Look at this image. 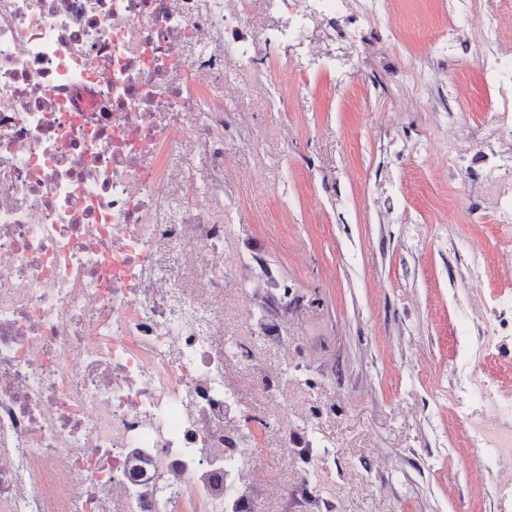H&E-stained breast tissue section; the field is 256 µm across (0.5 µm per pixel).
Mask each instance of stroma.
<instances>
[{
  "mask_svg": "<svg viewBox=\"0 0 512 512\" xmlns=\"http://www.w3.org/2000/svg\"><path fill=\"white\" fill-rule=\"evenodd\" d=\"M389 2L344 76L289 68L283 112L241 98L251 160L224 136V337L249 343L279 388L248 409L275 465L259 512H282L279 483L298 470L307 512H496L448 382L466 361L512 392V350L469 345L512 295V224L487 181L507 147L463 42L446 55L420 36L445 28L453 0ZM405 54L436 68L406 71ZM451 108L486 141L457 158L465 185L448 165ZM253 255L288 288L287 346L250 340L258 307L236 275ZM477 256L489 274L473 285Z\"/></svg>",
  "mask_w": 512,
  "mask_h": 512,
  "instance_id": "35a3bbf8",
  "label": "stroma"
}]
</instances>
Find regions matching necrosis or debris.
Listing matches in <instances>:
<instances>
[{
	"mask_svg": "<svg viewBox=\"0 0 512 512\" xmlns=\"http://www.w3.org/2000/svg\"><path fill=\"white\" fill-rule=\"evenodd\" d=\"M254 2L0 0V512H254L264 475L225 381L224 90L280 111L271 39L330 61L337 18L389 0H290L273 28ZM511 12L458 0L433 37L475 26L507 138ZM476 389L508 434L467 442L512 512V394Z\"/></svg>",
	"mask_w": 512,
	"mask_h": 512,
	"instance_id": "1",
	"label": "necrosis or debris"
}]
</instances>
